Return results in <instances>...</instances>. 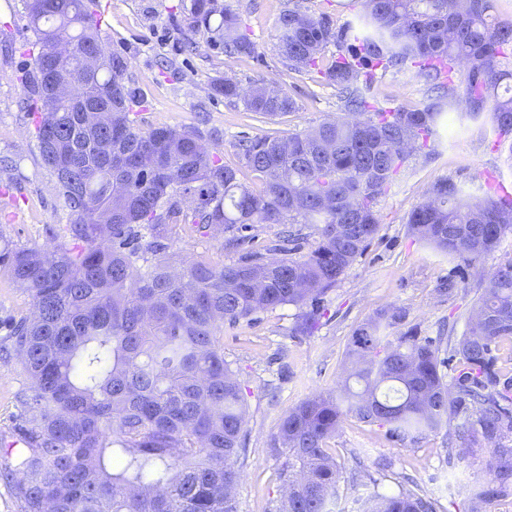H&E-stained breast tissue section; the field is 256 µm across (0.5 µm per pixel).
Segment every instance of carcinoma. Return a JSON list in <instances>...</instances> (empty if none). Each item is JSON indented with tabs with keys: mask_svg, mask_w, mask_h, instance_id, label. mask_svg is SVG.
Returning a JSON list of instances; mask_svg holds the SVG:
<instances>
[{
	"mask_svg": "<svg viewBox=\"0 0 512 512\" xmlns=\"http://www.w3.org/2000/svg\"><path fill=\"white\" fill-rule=\"evenodd\" d=\"M360 24L336 29L325 13L292 8L279 19L289 70L315 72L351 119L285 138L239 141L258 180L242 183L197 129H144L129 58L105 52L96 0H23L35 34L23 76L35 107V139L56 178L65 224H46L52 250L0 235V276L24 288L31 311L3 323L32 394L19 399L0 481L21 512H237L245 459L241 383L224 360V323L251 322L285 305L299 310L297 336H311L325 298L379 230L377 206L410 157L437 152L445 110L462 129L487 127L512 154V23L492 18L493 0H359ZM189 33L233 56L257 45L224 0L181 3ZM336 47L329 63L324 51ZM416 71L427 84L415 107H378L375 71ZM69 98L59 102L54 85ZM212 91L269 118L296 110L275 86L243 89L232 77ZM109 108L93 121L84 107ZM258 224L288 226L279 257L250 250L229 265L200 258L172 268L179 230L223 236L236 250ZM408 232L469 265L512 229V196L471 200L451 179L435 183L406 217ZM311 228L316 243L295 256ZM383 311L353 333L342 401L313 395L281 418L288 458L280 512H333L340 465L327 442L343 417L387 427L414 442L447 429L448 458L489 451L493 478L472 512L512 497V385L501 384L498 344L512 340V259L487 278L474 319L450 340L410 326L398 344L385 330L404 321ZM361 512H436L416 489L373 491Z\"/></svg>",
	"mask_w": 512,
	"mask_h": 512,
	"instance_id": "carcinoma-1",
	"label": "carcinoma"
}]
</instances>
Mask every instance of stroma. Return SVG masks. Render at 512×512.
Instances as JSON below:
<instances>
[{"label":"stroma","mask_w":512,"mask_h":512,"mask_svg":"<svg viewBox=\"0 0 512 512\" xmlns=\"http://www.w3.org/2000/svg\"><path fill=\"white\" fill-rule=\"evenodd\" d=\"M178 2L99 0L103 46L129 57L131 82L144 94L141 127L216 132L225 165L237 168L241 180L251 183L254 173L240 165V138L285 137L341 116L332 88L316 75L294 73L283 65L277 34L280 15L293 3L329 14L338 28L356 23L349 0H229L256 41L258 53L251 58L231 57L217 47L188 51ZM33 41L22 0H0V235L21 246L47 248L51 241L43 233L44 225L65 223L67 216L56 179L45 167L32 134L27 112L31 97L21 82ZM227 74L245 88L261 80L275 84L295 100L296 111L268 119L214 95L212 80ZM425 89V80L414 74L381 72L372 93L380 103L398 99L418 104ZM439 133L436 154L411 158L405 176L380 203L379 231L328 294L314 335H294L298 311L292 306L258 314L250 323L225 325L224 358L241 381L247 402L248 453L236 490L237 512H276L285 463L274 445L280 419L311 395L338 393L356 328L381 311L400 308L407 313L406 325L417 326L421 335L436 336L445 324L463 331L481 282L501 262L512 259L509 231L495 251L466 267L462 289L449 297L439 293L440 284L454 275V264L409 234L407 213L446 177L475 199L483 197L490 178L512 188V154L494 146L491 132L462 129L448 120ZM27 390L16 359L0 358V433L11 427L19 396ZM328 445L342 467L337 512H358L367 493L396 491L406 475L432 499L436 512H470L475 490L490 478L489 454L484 450L449 466L448 441L442 432L402 443L391 439L385 427L350 417ZM358 448L366 450L370 467L354 484L351 452ZM380 460L388 462L387 470L376 469Z\"/></svg>","instance_id":"obj_1"}]
</instances>
